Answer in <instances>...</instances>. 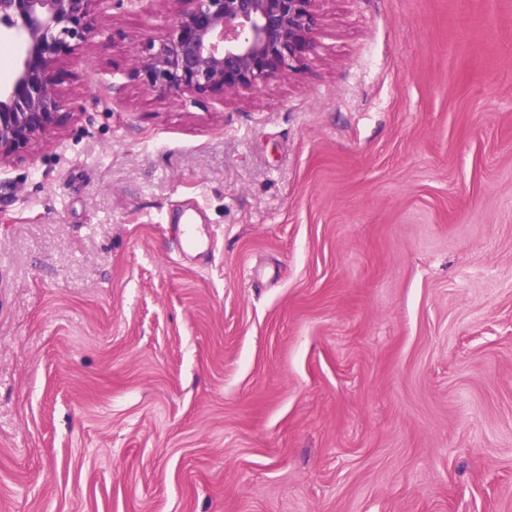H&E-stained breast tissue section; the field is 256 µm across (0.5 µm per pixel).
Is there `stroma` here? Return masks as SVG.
Masks as SVG:
<instances>
[{
	"instance_id": "1",
	"label": "stroma",
	"mask_w": 512,
	"mask_h": 512,
	"mask_svg": "<svg viewBox=\"0 0 512 512\" xmlns=\"http://www.w3.org/2000/svg\"><path fill=\"white\" fill-rule=\"evenodd\" d=\"M176 9L96 0L0 166V512H512V0H317L186 101Z\"/></svg>"
}]
</instances>
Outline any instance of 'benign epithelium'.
Returning a JSON list of instances; mask_svg holds the SVG:
<instances>
[{"mask_svg":"<svg viewBox=\"0 0 512 512\" xmlns=\"http://www.w3.org/2000/svg\"><path fill=\"white\" fill-rule=\"evenodd\" d=\"M93 0H0V28L22 38L0 87V165L59 121L54 68L94 32ZM172 25L143 47L144 85L176 98L256 87L295 69L311 50L315 0H174Z\"/></svg>","mask_w":512,"mask_h":512,"instance_id":"1","label":"benign epithelium"}]
</instances>
